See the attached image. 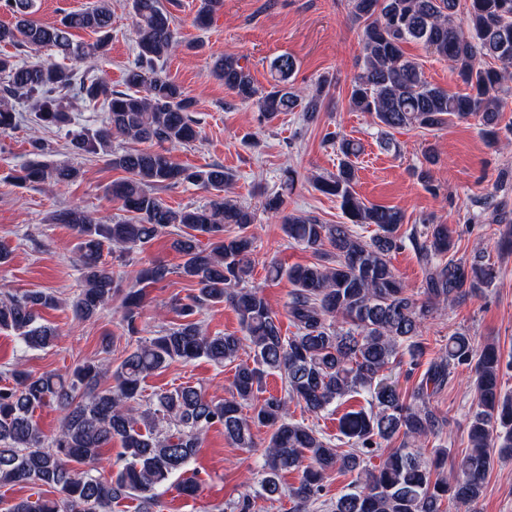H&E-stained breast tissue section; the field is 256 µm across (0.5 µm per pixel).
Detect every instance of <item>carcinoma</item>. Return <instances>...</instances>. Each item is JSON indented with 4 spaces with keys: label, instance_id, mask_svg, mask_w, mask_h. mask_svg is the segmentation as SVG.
Returning <instances> with one entry per match:
<instances>
[{
    "label": "carcinoma",
    "instance_id": "cac0c4a2",
    "mask_svg": "<svg viewBox=\"0 0 512 512\" xmlns=\"http://www.w3.org/2000/svg\"><path fill=\"white\" fill-rule=\"evenodd\" d=\"M0 5L13 18L0 24V45L50 48L76 62L109 50L112 0H93L55 24L33 19L36 0H0ZM129 5L138 51L125 72L127 90H113L104 77L88 81L56 61L21 64L4 52L0 130L17 125L16 100L32 102L37 120L46 127L69 125L75 99L99 103L108 112L107 126L73 135L71 145L77 153L102 155L112 168L129 174L109 188L126 216L103 224L78 207L60 215L77 236L80 288L70 301L77 319L96 316L120 293L121 322L136 332L145 287L165 280L169 268L148 261L133 272L135 286L123 289L121 279L103 263V251L124 261L172 229L178 234L171 247L182 255L179 270L194 283V293L176 300L180 322L138 342L116 367L84 361L63 375H34L17 359L8 382L0 385V487L49 486L57 497L21 500L0 512H114L127 499L138 501L142 512H153L160 490L187 470L215 425L224 427L226 439L239 448L255 447L253 429L271 430L261 489L270 498L288 493L296 512H307L319 500L333 471L353 476L355 490L330 503V512H447L451 504H473L490 469L491 450L512 455V394L502 391L499 351L493 346L479 350L464 334L448 337L444 352L429 363L407 400L385 371L406 357V374L413 375L433 306L481 291L493 282V270L479 255L469 261L455 258L448 225L425 218L423 239L411 238L426 268L424 299L408 293L391 266V255L404 247L398 235L404 216L394 207L367 205L356 196L354 159L361 148L342 138L336 174L315 177L313 184L339 199L350 223L321 224L313 217L290 215L282 220L288 240L317 256L309 265L273 263L268 268L270 278L285 277L293 285L287 313L296 332L283 335L263 291L250 284L256 214L224 196L233 174L221 165L181 167L171 159L170 150L201 137L192 98L159 67L181 45L172 16L160 0H129ZM223 6L224 0H198L194 22L208 25ZM458 8L459 0H348L349 19L362 25L363 59L351 81L349 104L372 117L383 149L394 147L390 129L434 131L471 116L483 126L488 145L498 144L501 94L512 80V0H467L462 18ZM74 30H89L96 38L76 41ZM410 41L448 61L469 92L450 95L429 84L419 63L404 55L403 45ZM482 56L499 66L480 64ZM295 69L292 56L280 55L270 63L269 87H259L240 57L226 53L215 62L212 75L238 100L255 106L263 121L296 110L309 121L320 111L332 80L322 78L313 94L302 96L290 84ZM116 137L144 148L116 150ZM78 175L75 167L36 161L24 165L14 179L50 187ZM184 182L208 192L209 201L174 209L158 196L159 189ZM228 224L236 232L226 237ZM363 224L375 226L367 240L354 230ZM200 235L208 238V247L199 246ZM60 303L52 291L0 299V329L14 332L24 352L46 348L59 332L41 321L40 312ZM222 303L236 312L241 334L212 336L203 328L197 315ZM242 351L249 360L239 361ZM202 358L217 365L236 363L231 397L209 399L190 384L144 396L148 376L172 362ZM463 366L474 372L472 447L450 479L440 472L448 449L439 444L426 458L415 442L421 437L442 440L446 420L429 407V398L448 383L453 369ZM273 372L282 376L284 392L258 399L263 379ZM360 391L370 396V410L340 417V436L350 446L345 453L331 436L290 415L292 402L318 415ZM47 405L60 413L58 429L50 436L35 420L36 411ZM245 406L251 410L248 415ZM115 438L122 451L108 462L112 475L107 478L97 464ZM394 443L397 447L389 448ZM374 457L380 462L373 466ZM290 471L301 476L298 485L286 490L281 478Z\"/></svg>",
    "mask_w": 512,
    "mask_h": 512
}]
</instances>
